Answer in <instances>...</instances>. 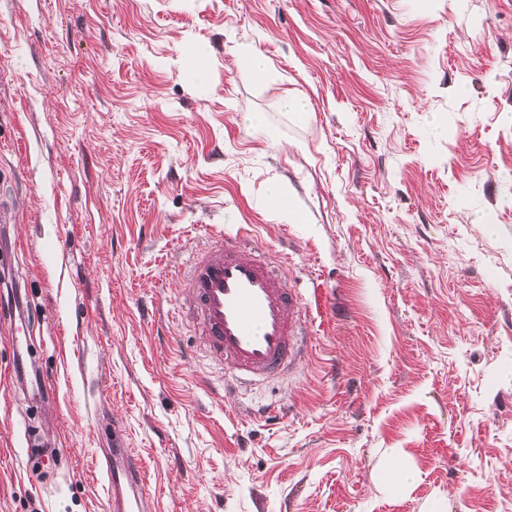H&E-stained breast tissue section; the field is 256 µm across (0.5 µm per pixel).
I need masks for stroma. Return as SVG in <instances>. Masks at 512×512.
I'll use <instances>...</instances> for the list:
<instances>
[{
  "instance_id": "1",
  "label": "stroma",
  "mask_w": 512,
  "mask_h": 512,
  "mask_svg": "<svg viewBox=\"0 0 512 512\" xmlns=\"http://www.w3.org/2000/svg\"><path fill=\"white\" fill-rule=\"evenodd\" d=\"M0 214V512H111L116 422L152 512H512V0H0ZM239 225L311 341L232 402L172 313ZM238 57L255 83L265 84L270 80L272 69L264 55L248 46H243L238 50ZM182 72L194 80H202L208 70L207 56L196 49H188L180 57ZM267 203L269 213L277 223L284 224H308L311 223L309 215L302 209L293 198L288 195L284 188L273 183L267 188ZM381 481L387 488L403 490L413 485L417 473L404 459L399 449L391 451L382 467Z\"/></svg>"
}]
</instances>
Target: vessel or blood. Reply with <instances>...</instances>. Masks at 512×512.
Segmentation results:
<instances>
[{"label": "vessel or blood", "instance_id": "vessel-or-blood-1", "mask_svg": "<svg viewBox=\"0 0 512 512\" xmlns=\"http://www.w3.org/2000/svg\"><path fill=\"white\" fill-rule=\"evenodd\" d=\"M186 277L191 293L184 305L195 330L234 379L249 384L293 368L304 351L301 297L287 288L285 272L263 256L248 228L211 232L191 250ZM106 478L112 512H147L140 460L117 425Z\"/></svg>", "mask_w": 512, "mask_h": 512}]
</instances>
